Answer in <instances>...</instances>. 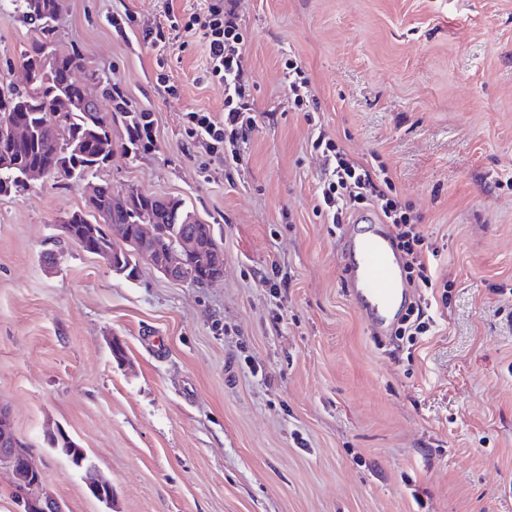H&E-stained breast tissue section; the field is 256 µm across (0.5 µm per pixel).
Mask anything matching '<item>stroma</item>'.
Here are the masks:
<instances>
[{"label": "stroma", "instance_id": "obj_1", "mask_svg": "<svg viewBox=\"0 0 512 512\" xmlns=\"http://www.w3.org/2000/svg\"><path fill=\"white\" fill-rule=\"evenodd\" d=\"M206 7L59 0L50 50L79 51L77 78L104 73L150 112L154 144L132 149L116 117L86 179L0 195V405L44 491L65 512H512V0H234L261 114L235 169L182 120L224 113L200 35L177 31L161 53L143 41L167 10ZM117 12L136 19L126 33ZM38 37L0 0V89ZM290 56L324 132L384 161L442 246L448 306L412 350L372 336L346 293ZM160 58L177 95L156 81ZM102 182L214 225L222 278L173 281L143 260L128 279L72 243L60 221ZM55 428L86 448L111 505L50 448ZM285 75L288 82V92L293 106L299 112H318L316 101L312 98L310 82L302 65L296 58H288L284 62ZM315 106L310 109V103Z\"/></svg>", "mask_w": 512, "mask_h": 512}]
</instances>
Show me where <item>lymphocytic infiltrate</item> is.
I'll list each match as a JSON object with an SVG mask.
<instances>
[{
	"mask_svg": "<svg viewBox=\"0 0 512 512\" xmlns=\"http://www.w3.org/2000/svg\"><path fill=\"white\" fill-rule=\"evenodd\" d=\"M197 31L208 45L206 76L224 87V114L190 111L185 120L193 133L203 135L212 154L223 156L225 163L241 161L238 152H226V144L247 140L257 125V109L247 92L246 68L248 35L234 9L226 0H209L204 12L177 15L169 12L165 20L147 29L144 39L154 48L169 43L173 32ZM311 148L324 160V176L315 195V212L330 224L349 223L352 212L373 208L384 223L393 228L398 248L405 257L409 282L417 290L418 299L408 309L394 331L397 340L415 343L432 327L426 312L439 300L447 299V280L441 278L430 258L438 248L419 227V218L411 205L401 202L394 181L384 165H372L353 159L342 146L325 133L312 139Z\"/></svg>",
	"mask_w": 512,
	"mask_h": 512,
	"instance_id": "obj_1",
	"label": "lymphocytic infiltrate"
}]
</instances>
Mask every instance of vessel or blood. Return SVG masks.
Wrapping results in <instances>:
<instances>
[{
  "mask_svg": "<svg viewBox=\"0 0 512 512\" xmlns=\"http://www.w3.org/2000/svg\"><path fill=\"white\" fill-rule=\"evenodd\" d=\"M342 271L349 297L376 337H385L410 295L401 259L386 230H349Z\"/></svg>",
  "mask_w": 512,
  "mask_h": 512,
  "instance_id": "obj_1",
  "label": "vessel or blood"
}]
</instances>
